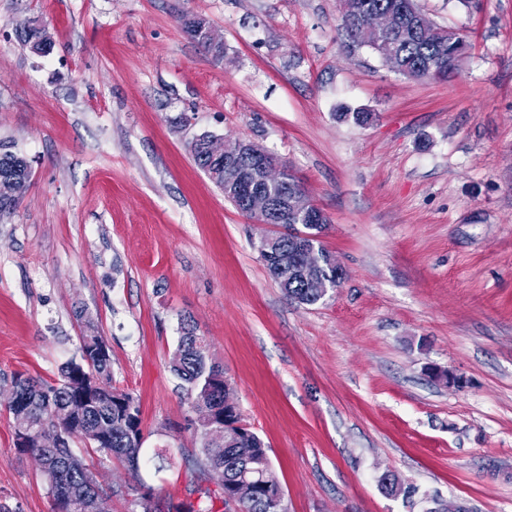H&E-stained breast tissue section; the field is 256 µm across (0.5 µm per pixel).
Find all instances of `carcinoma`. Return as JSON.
Masks as SVG:
<instances>
[{
    "instance_id": "1",
    "label": "carcinoma",
    "mask_w": 512,
    "mask_h": 512,
    "mask_svg": "<svg viewBox=\"0 0 512 512\" xmlns=\"http://www.w3.org/2000/svg\"><path fill=\"white\" fill-rule=\"evenodd\" d=\"M342 29L355 44L369 48L383 63L405 78L422 80L436 72L446 79L456 73L460 62L465 60L467 42L458 31L440 27L416 17L415 0H342ZM373 12L393 13L396 25L383 32H365L361 29L364 17ZM208 26L203 18L185 21L184 28L197 43L209 50L221 52L203 37L202 28ZM19 42L32 52L46 54L53 48V38L40 20H32L29 28L16 33ZM189 151L195 164L210 175L211 181L224 191V196L236 195L232 184L224 179V164L212 159L203 142L195 138L189 143ZM31 176L28 160L0 144V218L12 215L22 198ZM284 182L273 190L277 197L288 199L306 196L304 188L288 172H283ZM283 230L274 234L278 247L293 250L302 241L301 235H318L325 224L304 223L293 213L281 218ZM317 255L322 264L317 272L331 277L338 267L335 257L314 240ZM260 259L273 279L289 299L303 305H315L322 297L315 289L294 273L283 274L265 255ZM104 342L98 324L91 315L83 316L82 336L78 356L62 364L58 379L54 382L25 374L13 377L11 386L16 388L20 401L7 405L12 418L14 433L29 434L24 453L46 454L51 464L43 475L48 485L51 501L69 492L80 497L81 512H89L88 504L95 496L107 495L92 471L81 457L71 449V443L79 441L107 459L116 458L135 471L139 467L142 441L139 406L134 396L112 386L111 357H97L92 346ZM171 371L189 385L188 391L196 393L207 412H199V426L203 433L201 466L209 471L224 470V488L218 492L224 509L235 512H285L282 487L273 470L268 449L263 440L247 425L236 407L224 406V370L210 353L205 337L196 328L181 326L177 347L170 361ZM96 374L101 390L91 408L79 403L77 384L81 377ZM74 405L76 415L71 418L64 432L66 438L59 448H47L45 443L58 431L54 414L67 405ZM224 417V440L209 439L204 433L210 416ZM248 480L253 487V497L248 502L235 499L237 483ZM381 488L389 495L404 494L412 497L416 489L402 487L399 478L385 473L380 478ZM199 501H154L149 494L141 495L144 512H215L214 498L210 489L199 490Z\"/></svg>"
}]
</instances>
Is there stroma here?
<instances>
[{
  "label": "stroma",
  "mask_w": 512,
  "mask_h": 512,
  "mask_svg": "<svg viewBox=\"0 0 512 512\" xmlns=\"http://www.w3.org/2000/svg\"><path fill=\"white\" fill-rule=\"evenodd\" d=\"M417 5L468 41L450 78L406 79L345 39L340 0H0V141L32 169L0 220V505L52 510L3 394L17 373L56 378L82 309L140 407L138 471L86 456L112 512L216 485L170 371L185 320L268 444L286 512H512V0ZM29 18L49 55L17 40ZM204 132L265 147L323 211L344 277L321 302L271 277V225L191 157ZM387 472L415 507L381 490ZM203 27H207L205 30V39L210 44L203 37V31L201 30ZM184 28L186 29L187 33L191 36V38L197 41V43L201 44L209 50H215L217 53H221V48L217 46H222V43H219L215 40L212 28L208 25L205 19H188L184 23ZM211 44L214 46H212Z\"/></svg>",
  "instance_id": "1"
}]
</instances>
